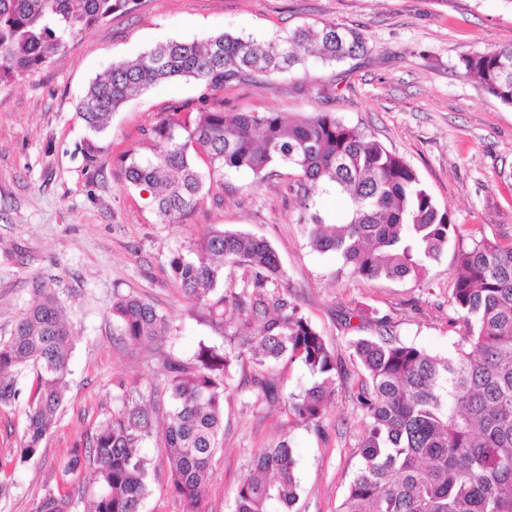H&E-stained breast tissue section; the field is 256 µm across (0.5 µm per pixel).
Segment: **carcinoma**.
Instances as JSON below:
<instances>
[{"label": "carcinoma", "instance_id": "cac0c4a2", "mask_svg": "<svg viewBox=\"0 0 512 512\" xmlns=\"http://www.w3.org/2000/svg\"><path fill=\"white\" fill-rule=\"evenodd\" d=\"M131 0H0V84L42 66L75 34L104 22ZM367 52L364 35L339 24L299 26L269 42L219 33L203 42L171 40L112 65L92 82L76 110L102 133L112 116L142 91L193 79L198 106L178 104L151 128L166 149L125 154L127 182L151 195L167 223L192 211L208 180L246 170L262 181L289 165L304 181L300 203L310 212V246L333 253L340 270L371 280L422 279L454 230L416 171L365 131L319 112L290 124L281 112H226L217 92L233 81L292 70L315 56L340 62ZM499 103L512 107V45L460 59ZM348 198L349 218L327 224L315 211L314 190ZM450 304L466 326L453 354L378 334L349 344L354 366L348 392L365 415L361 460L339 512H512V239L482 235L459 249ZM174 280L192 307L212 323L224 309L242 316L222 348L201 345L195 362L174 353L160 362L162 393L147 405L128 396L99 425L91 443L72 449L64 479L36 512H70L79 490L94 494L91 512H143L149 460L139 452L159 421L172 492L182 512H203L211 460L224 435L226 377L234 362L253 370L251 405L278 399L271 378L283 361L302 363L315 382L289 396L298 421L320 430L335 392L341 360L284 286L275 248L251 234L211 227L169 258ZM247 278L224 287V268ZM34 300L13 332L0 339V405L15 401L17 376L33 373L28 423L20 455L39 451L64 399L73 348L66 305L51 283L35 282ZM112 314L121 335L149 341L167 334L165 316L142 298L115 295ZM296 459L288 439L253 455L233 512H293L299 498Z\"/></svg>", "mask_w": 512, "mask_h": 512}]
</instances>
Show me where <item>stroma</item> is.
Segmentation results:
<instances>
[{
  "label": "stroma",
  "mask_w": 512,
  "mask_h": 512,
  "mask_svg": "<svg viewBox=\"0 0 512 512\" xmlns=\"http://www.w3.org/2000/svg\"><path fill=\"white\" fill-rule=\"evenodd\" d=\"M335 23L367 39V57L305 67L260 83H230L228 112H282L293 121L329 111L372 134L418 173L460 230L421 281L362 280L338 274L334 254L313 250L303 232L300 174L283 165L256 181L246 171L206 183L196 209L162 221L146 192L126 181L119 158L161 149L147 131L175 103L195 101V81L153 86L127 102L105 133L89 131L76 105L113 64L156 44L228 32L265 41L308 23ZM512 45V0H139L74 35L54 60L0 84V338L32 301V282L52 281L74 330L64 401L39 452L21 459L27 399L0 406V512H36L60 483L73 448L87 446L121 396L161 389L167 350L191 359L224 333L196 315L173 278L175 248L221 224L266 239L278 252L293 301L341 360L349 340L375 335L377 320L401 342L444 357L465 332L448 303L456 253L474 236L512 233V107L463 75L460 56ZM333 84L332 98L313 91ZM97 151L104 167L86 156ZM133 294L166 316L171 335L133 342L112 318L114 294ZM282 394L252 407L249 363L230 369L224 437L211 462L206 512H232L252 456L289 439L297 460L298 512H338L359 464L364 416L337 380L321 432L298 423L289 396L311 383L298 363L275 369ZM143 512H182L155 441Z\"/></svg>",
  "instance_id": "35a3bbf8"
}]
</instances>
